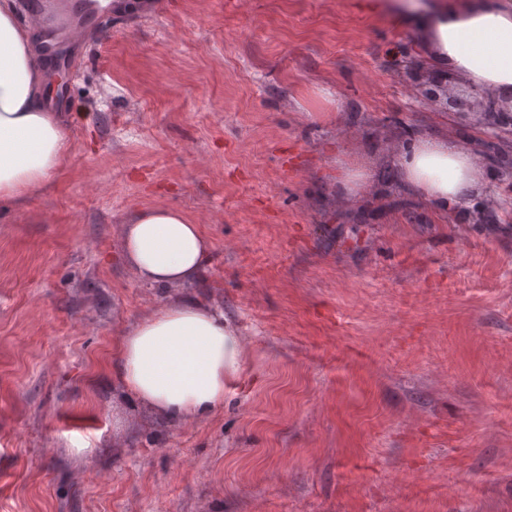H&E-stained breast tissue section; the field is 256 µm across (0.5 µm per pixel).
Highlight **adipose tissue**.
Listing matches in <instances>:
<instances>
[{
  "mask_svg": "<svg viewBox=\"0 0 512 512\" xmlns=\"http://www.w3.org/2000/svg\"><path fill=\"white\" fill-rule=\"evenodd\" d=\"M14 0H0V198L22 199L69 163L63 116L44 104L48 67L38 24L20 27ZM422 48L450 86L490 92L512 109V6L504 0L440 5L422 19ZM400 185L441 210L466 215L486 186L473 152L446 137H417L390 152ZM123 256L148 285L192 282L211 245L182 210L137 211L124 225ZM116 379L128 395L176 422L210 416L240 370V343L221 310L191 296L140 318L116 345Z\"/></svg>",
  "mask_w": 512,
  "mask_h": 512,
  "instance_id": "adipose-tissue-1",
  "label": "adipose tissue"
}]
</instances>
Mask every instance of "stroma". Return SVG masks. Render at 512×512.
<instances>
[{
  "label": "stroma",
  "instance_id": "obj_1",
  "mask_svg": "<svg viewBox=\"0 0 512 512\" xmlns=\"http://www.w3.org/2000/svg\"><path fill=\"white\" fill-rule=\"evenodd\" d=\"M388 0H144L86 32L68 166L0 199V512H512V121L424 103ZM481 159L458 222L385 161L411 134ZM372 166L353 196L337 161ZM169 206L211 261L140 282L126 219ZM241 371L207 418L122 393L117 340L184 294Z\"/></svg>",
  "mask_w": 512,
  "mask_h": 512
}]
</instances>
